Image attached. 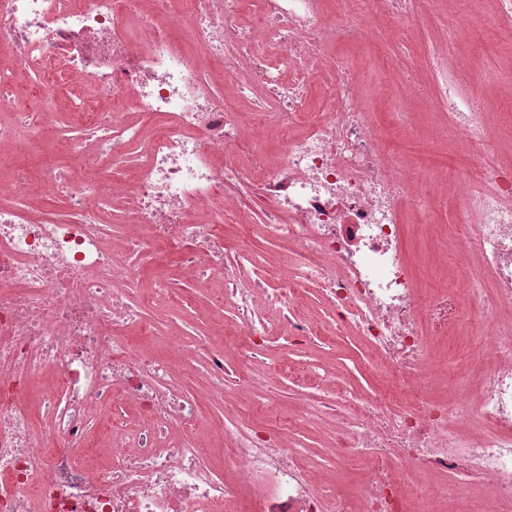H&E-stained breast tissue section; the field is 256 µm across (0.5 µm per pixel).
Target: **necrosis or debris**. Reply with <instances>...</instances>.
<instances>
[{
  "instance_id": "obj_1",
  "label": "necrosis or debris",
  "mask_w": 512,
  "mask_h": 512,
  "mask_svg": "<svg viewBox=\"0 0 512 512\" xmlns=\"http://www.w3.org/2000/svg\"><path fill=\"white\" fill-rule=\"evenodd\" d=\"M255 6L247 20L245 2ZM0 0V148L38 142V174L0 185V512H512V157L499 155L473 74L423 48L424 90L473 170L454 175L448 235L481 274L423 294L403 251L402 206L426 183L396 162L360 97L377 27L404 39L413 0ZM232 88L273 124L259 150ZM69 93V132L30 111ZM294 245L269 271L224 227ZM216 288L231 332L207 343L214 432L196 395L130 342L143 300L169 297L159 252ZM316 285L328 312L299 313ZM475 300L477 381L449 383L431 348ZM353 336L391 391L323 375L343 413L321 464L235 408L256 393L226 362L263 363L272 337ZM352 469L343 491L321 474Z\"/></svg>"
}]
</instances>
